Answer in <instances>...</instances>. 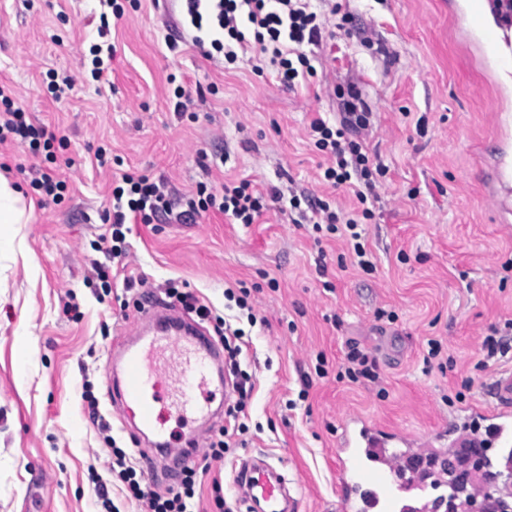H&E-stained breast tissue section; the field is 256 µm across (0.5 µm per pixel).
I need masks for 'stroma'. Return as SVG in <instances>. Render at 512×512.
<instances>
[{
	"label": "stroma",
	"instance_id": "stroma-1",
	"mask_svg": "<svg viewBox=\"0 0 512 512\" xmlns=\"http://www.w3.org/2000/svg\"><path fill=\"white\" fill-rule=\"evenodd\" d=\"M333 2L337 14L306 49L317 73L290 90L257 48L230 70L223 56L205 57L181 0H140L104 34L99 0H0V84L60 141L52 162L0 144V174L32 207L27 223L0 224L12 241L0 253V512H93L96 477L118 512H141L82 392L110 410L105 365L118 328L140 294L164 301L172 286L217 316L225 289L253 286L255 390L233 455L282 464L302 486V512H339L345 418L453 449L452 418L491 407V377L512 368L482 352L485 336L512 321V198L501 209L491 201L498 151L512 153L493 110L512 107V94L472 60L449 0ZM95 43L115 47L97 80ZM57 75L73 78L59 100L49 89ZM348 82L373 110L368 151L388 168L367 203L373 218L358 227L372 269L356 264L346 227L318 233L275 205L249 225L213 209L186 222L131 221L121 270L99 251L125 172L190 196L201 182L246 179L349 213L355 197L322 181L327 156L308 135L313 119H336V89ZM179 85L190 94L182 112ZM36 166L66 182L59 203L41 204ZM128 277L144 279L143 291L126 290ZM70 302L78 311L68 315ZM431 339L441 344L433 366ZM351 342L375 358L377 380L337 379ZM197 465L195 510L218 512L214 489L230 491L232 465Z\"/></svg>",
	"mask_w": 512,
	"mask_h": 512
}]
</instances>
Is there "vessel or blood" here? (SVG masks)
Segmentation results:
<instances>
[{
    "instance_id": "vessel-or-blood-1",
    "label": "vessel or blood",
    "mask_w": 512,
    "mask_h": 512,
    "mask_svg": "<svg viewBox=\"0 0 512 512\" xmlns=\"http://www.w3.org/2000/svg\"><path fill=\"white\" fill-rule=\"evenodd\" d=\"M481 61L501 77H512V0H460ZM123 339L114 343L106 365L110 401L136 437L153 435L154 448L138 454L150 470L159 458L177 468L192 465L200 436L189 427L180 443L166 439L168 418L188 423L190 417L215 418L213 404H227L232 389L227 378L213 379L211 363L224 357L222 346L196 318L173 303L151 301L126 322ZM493 410L485 414L486 434L473 447L512 448V368L496 373L490 384ZM345 512H400L408 490V469L421 449H409L403 433L374 422L346 418L339 444ZM281 467L268 458H242L233 470L232 487L241 512H300L302 495L290 486Z\"/></svg>"
}]
</instances>
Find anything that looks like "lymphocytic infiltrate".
Here are the masks:
<instances>
[{"instance_id": "1", "label": "lymphocytic infiltrate", "mask_w": 512, "mask_h": 512, "mask_svg": "<svg viewBox=\"0 0 512 512\" xmlns=\"http://www.w3.org/2000/svg\"><path fill=\"white\" fill-rule=\"evenodd\" d=\"M185 16L196 30V44L207 43L224 56L227 64H236L248 45H255L268 54L280 83L293 87L300 74L313 73L314 68L304 51L305 46L317 44L322 30L321 15L311 0H184ZM340 114L336 122L315 118L310 134L318 150L326 152L331 162L324 170L325 181L332 186H351L359 204L358 211L347 219L322 200L310 201L314 219L335 230L337 224L356 229L360 220L371 219L367 208V193L373 188V175H386L387 169L372 159L361 133L372 125L373 112L355 85L337 90ZM56 140L54 132L34 123L26 113L15 107L10 87L0 85V144L11 142L27 147L31 152L50 149ZM288 202L299 209V198H285L278 187L268 193L253 189L246 180L227 181L217 188L199 185L196 198L180 200L164 183L135 172L123 173L121 182L112 190V212L106 221L112 231L102 236L104 252L116 262L129 255L124 226L128 219L152 223L158 215H172L176 220H189L195 215L216 209L225 217L240 224H251L260 217L268 202ZM174 297L189 312L204 321L213 322L214 331L224 344L225 368L237 393L226 410L228 421L217 440L208 446L212 460H223L235 449L236 439L247 432L246 421L254 383L243 368L248 359L249 343L243 328L231 320L216 318L208 304L189 291L172 289ZM112 464L124 482L128 493L140 503L143 512H193L197 472L187 469L179 487L164 491L143 485L139 467L130 454L120 446H112Z\"/></svg>"}]
</instances>
